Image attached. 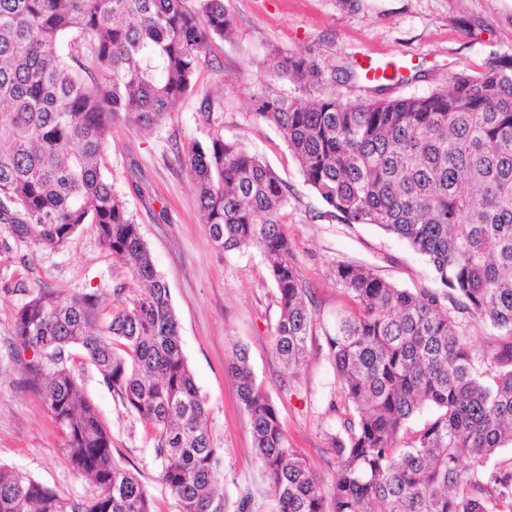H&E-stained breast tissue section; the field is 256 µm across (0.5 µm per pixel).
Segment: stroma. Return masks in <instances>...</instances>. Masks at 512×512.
Wrapping results in <instances>:
<instances>
[{"label":"stroma","mask_w":512,"mask_h":512,"mask_svg":"<svg viewBox=\"0 0 512 512\" xmlns=\"http://www.w3.org/2000/svg\"><path fill=\"white\" fill-rule=\"evenodd\" d=\"M224 5L236 31L212 43L197 91L151 132L116 122L106 161L112 189L140 224L168 285L183 354L206 403L214 444L224 451L227 510L235 512L247 495L251 512H276L270 479L256 457L249 419L227 372L233 349L247 348L288 447L327 484L336 464L330 439L341 421L324 333L340 311L352 307L336 283V264L365 267L412 291L437 282L425 258L404 241L331 213L305 183L280 131L257 115L254 97L268 81L274 60L300 54L320 69V93L368 97L366 83L345 77L346 68L367 55L402 67L405 80L388 89L389 97L445 88L455 74H474L492 57L512 55V0H224ZM206 91L215 99L208 122L199 115ZM216 131L259 157L288 186L283 221L317 319L307 361L291 378L271 345L279 307L264 255L255 248L224 251L213 244L193 183L177 161L178 153L207 142ZM129 285L94 225H81L61 247L43 248L19 240L0 224V464L65 498L85 495L89 486L72 472L62 432L26 384L12 313L33 290L45 287L64 297L97 292L108 313L125 300ZM71 365L82 392L112 432L115 459L139 478L155 512H181L161 479L150 424L122 405L82 352H74Z\"/></svg>","instance_id":"1"}]
</instances>
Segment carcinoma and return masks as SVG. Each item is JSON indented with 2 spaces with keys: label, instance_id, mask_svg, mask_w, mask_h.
Here are the masks:
<instances>
[{
  "label": "carcinoma",
  "instance_id": "carcinoma-1",
  "mask_svg": "<svg viewBox=\"0 0 512 512\" xmlns=\"http://www.w3.org/2000/svg\"><path fill=\"white\" fill-rule=\"evenodd\" d=\"M224 0H0V224L59 247L83 224L138 290L105 316L95 292L38 288L13 314L31 350L28 383L65 435L88 496L0 464V512H154L139 479L112 454V434L69 366L77 347L130 412L148 421L162 481L181 512H226L223 453L182 353L169 290L139 224L112 190V122L155 129L187 94L211 42L234 34ZM320 82L304 56L275 62L257 115L282 132L305 182L349 224H372L431 264L443 290L401 289L338 264L356 304L325 342L339 388L329 487L286 446L276 408L247 350L229 364L278 512H512V56L492 58L425 96L349 100L332 91L287 98L276 82ZM209 236L255 247L269 262L279 318L272 344L292 377L315 331L282 210L287 186L258 157L215 132L178 155ZM488 321L501 344L475 364L456 313ZM429 407L433 417L401 435ZM468 460L472 468H461Z\"/></svg>",
  "mask_w": 512,
  "mask_h": 512
}]
</instances>
